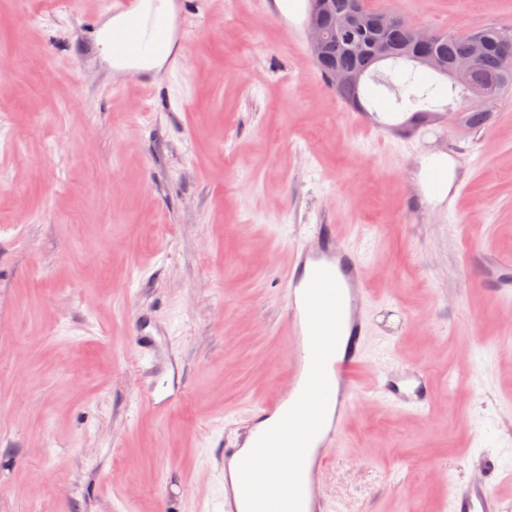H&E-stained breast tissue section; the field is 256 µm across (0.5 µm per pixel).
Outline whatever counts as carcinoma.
<instances>
[{
  "mask_svg": "<svg viewBox=\"0 0 512 512\" xmlns=\"http://www.w3.org/2000/svg\"><path fill=\"white\" fill-rule=\"evenodd\" d=\"M360 10V28L352 31L349 38L352 42L336 50L334 63L338 67L367 69V77L375 84L384 87L394 109L408 114V122L419 125L425 122L426 115L439 110L451 111L457 98L448 104H441L445 87L434 80L427 71L418 69V63L413 60L414 43L411 40V27L402 23L396 26H378L385 13L372 11L365 7L364 0H356ZM505 30L487 26L475 29L465 35L441 34L430 46V51L438 56L446 67L441 76L451 81V92L458 98L473 93L472 86L493 84L495 92L491 99H496L505 90L512 88V60L508 66H503V50L501 36ZM480 38L485 46V54L477 70L467 80L452 75L449 71L455 60L466 50L471 39ZM377 42L388 45L392 57V68L386 74L379 70V62L365 56L361 57L355 52L356 44L363 45L368 51ZM336 95L346 104L365 112L367 107L363 104L361 85L349 84L334 86ZM487 109L474 105L464 110L461 118L470 127L482 124Z\"/></svg>",
  "mask_w": 512,
  "mask_h": 512,
  "instance_id": "carcinoma-1",
  "label": "carcinoma"
}]
</instances>
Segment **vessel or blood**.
<instances>
[{"instance_id": "vessel-or-blood-1", "label": "vessel or blood", "mask_w": 512, "mask_h": 512, "mask_svg": "<svg viewBox=\"0 0 512 512\" xmlns=\"http://www.w3.org/2000/svg\"><path fill=\"white\" fill-rule=\"evenodd\" d=\"M141 50L137 28L129 27L112 35V53L128 59ZM329 269L336 278L343 296L342 335L346 348L342 356L330 357L326 371L330 384L329 405L325 423L310 443L303 465V512H325L320 501L319 473L329 448L335 447L345 431L355 403L363 396V389L352 376V370L363 360L368 324L363 308L368 299L365 264L356 252L339 240L335 225L316 224L311 228L309 246L296 251L282 281V300L286 307L283 322L288 342V360L291 378L287 389L274 403L254 407L245 436L224 446V512H245V503L239 482L232 472L250 447L263 433V424L274 416L284 415L289 404L295 403L306 384L311 364L310 338L303 293L314 271ZM132 347L137 353L142 371L156 374L153 354L157 340L143 318H135L132 325ZM381 398L392 408L418 415L426 414L430 406V389L422 373L403 369L388 375L377 385ZM451 512H504L497 495L483 482L475 481L451 492Z\"/></svg>"}]
</instances>
